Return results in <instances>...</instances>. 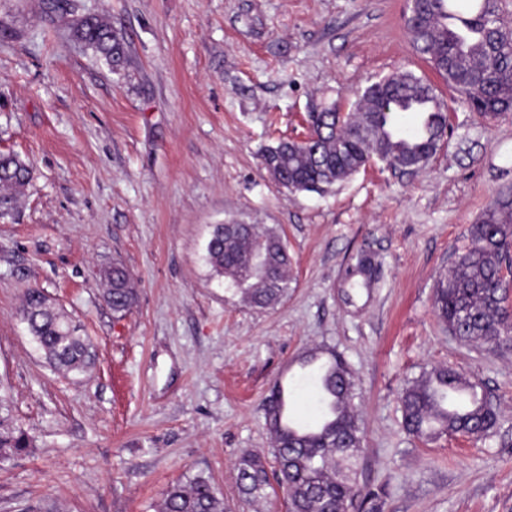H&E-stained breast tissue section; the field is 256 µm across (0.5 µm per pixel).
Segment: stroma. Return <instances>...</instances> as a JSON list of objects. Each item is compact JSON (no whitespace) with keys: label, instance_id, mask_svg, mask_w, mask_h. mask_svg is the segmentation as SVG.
I'll use <instances>...</instances> for the list:
<instances>
[{"label":"stroma","instance_id":"obj_1","mask_svg":"<svg viewBox=\"0 0 512 512\" xmlns=\"http://www.w3.org/2000/svg\"><path fill=\"white\" fill-rule=\"evenodd\" d=\"M0 0V151L34 179L0 218V396L28 452L0 464V512H157L170 485L210 476L231 512L250 504L235 462L271 453L276 380L315 408L298 364L313 349L354 374L364 434L357 483L382 512H512V351L450 335L432 297L469 227L512 195V112L469 111L443 81L451 131L429 164L377 162L326 194L291 193L261 150L309 131L310 112L402 71L430 74L405 26L407 0ZM117 29L113 71L72 35L77 17ZM276 229L287 294L258 309L206 261L214 225ZM128 268L122 314L103 272ZM38 289L90 338L94 367L46 363L22 318ZM479 379L496 433L427 441L402 425L398 394L435 365Z\"/></svg>","mask_w":512,"mask_h":512}]
</instances>
